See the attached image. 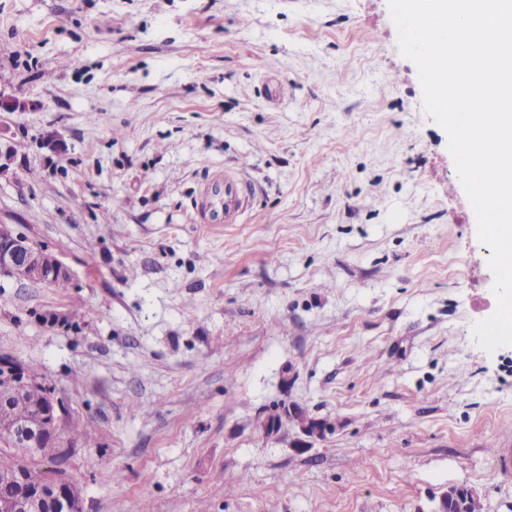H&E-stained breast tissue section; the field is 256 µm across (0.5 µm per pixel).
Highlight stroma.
<instances>
[{"label":"stroma","mask_w":512,"mask_h":512,"mask_svg":"<svg viewBox=\"0 0 512 512\" xmlns=\"http://www.w3.org/2000/svg\"><path fill=\"white\" fill-rule=\"evenodd\" d=\"M0 95V224L73 273L0 276V354L61 394L84 512H512V346L388 0H0ZM288 400L333 433L266 437ZM217 183H223V190L219 200L221 209L224 212V224H233L237 213L242 207V187L236 180H232L227 176L218 175L216 178Z\"/></svg>","instance_id":"stroma-1"}]
</instances>
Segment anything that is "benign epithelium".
<instances>
[{"instance_id": "7a95c632", "label": "benign epithelium", "mask_w": 512, "mask_h": 512, "mask_svg": "<svg viewBox=\"0 0 512 512\" xmlns=\"http://www.w3.org/2000/svg\"><path fill=\"white\" fill-rule=\"evenodd\" d=\"M36 269L44 274V282L56 278L72 279V273L56 254L38 245L26 234L8 224L0 225V273L18 281L28 280ZM38 386L42 402L38 413L27 422H0V443L29 448L63 447L61 422L65 403L54 387L46 383L24 363L0 355V392L13 395L22 389ZM294 430L295 437L288 447L304 452L334 430L325 418L313 415L308 408L294 402H282L271 409L261 421L263 434L280 436L284 428ZM0 479L14 487L9 503L13 512H83V497L70 477L54 475L43 484L32 487L25 474L16 466L0 473Z\"/></svg>"}]
</instances>
